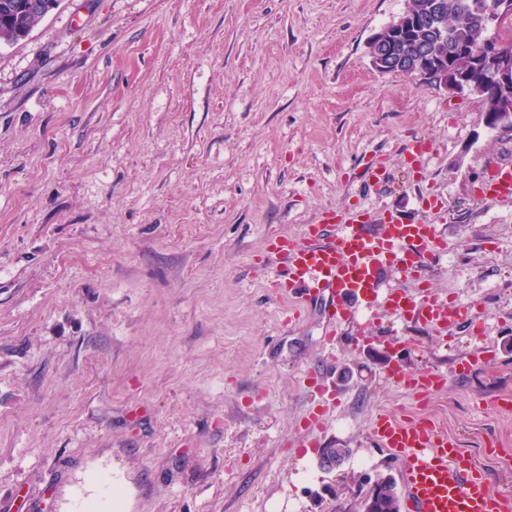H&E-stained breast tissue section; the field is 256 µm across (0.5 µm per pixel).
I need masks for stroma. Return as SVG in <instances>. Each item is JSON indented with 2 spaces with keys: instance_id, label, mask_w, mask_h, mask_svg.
Instances as JSON below:
<instances>
[{
  "instance_id": "stroma-1",
  "label": "stroma",
  "mask_w": 512,
  "mask_h": 512,
  "mask_svg": "<svg viewBox=\"0 0 512 512\" xmlns=\"http://www.w3.org/2000/svg\"><path fill=\"white\" fill-rule=\"evenodd\" d=\"M410 5L61 0L0 47V512H70L78 485L88 512H362L366 479L403 481L370 432L382 411L512 490V200L479 192L512 131L477 95L372 67L369 38ZM359 203L436 225L449 250L425 282L383 285L473 305L485 336L381 305L359 340L289 321L302 293L279 297L268 237ZM398 367L447 384L414 396ZM307 368L328 402L312 434Z\"/></svg>"
}]
</instances>
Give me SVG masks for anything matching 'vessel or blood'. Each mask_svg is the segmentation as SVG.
Masks as SVG:
<instances>
[{
  "label": "vessel or blood",
  "instance_id": "vessel-or-blood-1",
  "mask_svg": "<svg viewBox=\"0 0 512 512\" xmlns=\"http://www.w3.org/2000/svg\"><path fill=\"white\" fill-rule=\"evenodd\" d=\"M480 191L491 199L512 200V162L503 160L482 182ZM448 249L435 225L395 210L386 211L372 223L368 208L346 212L322 210L307 225L303 239L270 237L268 257L279 261L275 283L280 296L305 287L306 302L318 303L327 326L358 324V311L346 305L344 296L363 298L365 307L381 303L396 315L419 326L445 332L475 322L469 306L426 291L422 300L411 299L403 290L380 291L382 269L400 277L423 281L434 259ZM444 374L435 371H393L395 386L421 396L443 387ZM373 438L406 463L404 494L409 512H512V496L493 491L483 473L463 464L454 437L431 423L400 420L383 412L371 426Z\"/></svg>",
  "mask_w": 512,
  "mask_h": 512
}]
</instances>
